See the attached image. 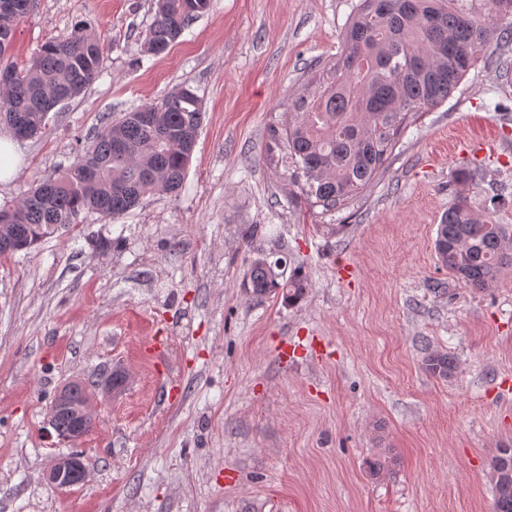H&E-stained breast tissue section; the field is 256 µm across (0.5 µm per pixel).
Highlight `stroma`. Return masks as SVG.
Instances as JSON below:
<instances>
[{
    "instance_id": "1",
    "label": "stroma",
    "mask_w": 512,
    "mask_h": 512,
    "mask_svg": "<svg viewBox=\"0 0 512 512\" xmlns=\"http://www.w3.org/2000/svg\"><path fill=\"white\" fill-rule=\"evenodd\" d=\"M36 2L17 63L85 21L103 66L20 141L0 207L71 164L106 116L186 84L205 117L179 193L0 258V512H493L489 463L512 447V275L469 288L434 240L460 194L512 225V42L480 51L369 187L325 213L291 203L268 129L317 91L359 0H213L158 56L141 51L154 0ZM462 166L479 184L457 186ZM258 257L283 281L303 266L304 298L253 297ZM428 345L454 357L451 376L425 370ZM116 369L125 386L96 389ZM74 382L96 415L72 444L48 413ZM74 451L94 472L63 494L45 473ZM383 454L394 465L370 474Z\"/></svg>"
}]
</instances>
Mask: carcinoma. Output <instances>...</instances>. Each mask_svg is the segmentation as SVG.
I'll return each mask as SVG.
<instances>
[{"label": "carcinoma", "instance_id": "cac0c4a2", "mask_svg": "<svg viewBox=\"0 0 512 512\" xmlns=\"http://www.w3.org/2000/svg\"><path fill=\"white\" fill-rule=\"evenodd\" d=\"M0 16V122L24 126L35 137L49 118L47 101H71L99 75L103 43L86 23L41 47L23 66L10 60L15 26L34 7ZM155 17L143 36L146 53L158 56L190 23L206 14L213 0H156ZM512 40V26L477 20L455 0H360L345 27L329 76L314 95L294 102V119L271 129L270 161L294 166L304 179L300 193L325 212L343 207L367 188L390 155L408 115L444 103L475 65L484 45ZM154 117L145 131L136 120ZM204 110L187 85L156 104L135 107L106 120L94 144L62 174L28 190L10 208H0V255L29 250L59 226L75 224L84 213L103 220L127 214L153 192H174L185 179ZM435 253L441 266L464 285L484 290L512 270V226L478 217L459 197L437 226ZM248 288L256 297L287 291L288 302L305 296L307 277L295 270L277 281L262 259L252 261ZM426 371L446 378L456 369L448 352L432 350ZM494 512H512V448H500L490 463Z\"/></svg>", "mask_w": 512, "mask_h": 512}]
</instances>
